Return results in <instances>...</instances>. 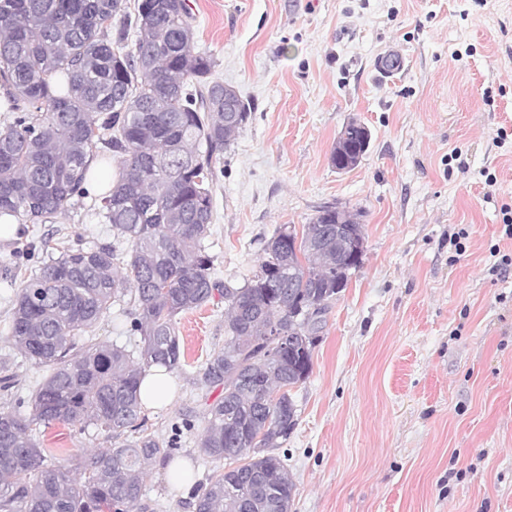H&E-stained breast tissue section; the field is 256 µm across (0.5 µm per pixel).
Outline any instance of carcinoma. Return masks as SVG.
<instances>
[{
	"label": "carcinoma",
	"instance_id": "obj_1",
	"mask_svg": "<svg viewBox=\"0 0 512 512\" xmlns=\"http://www.w3.org/2000/svg\"><path fill=\"white\" fill-rule=\"evenodd\" d=\"M214 68L187 0H138L132 12L126 0H0V219L21 235L54 224L93 175L112 184L97 213L115 239L48 254L15 296L9 340L46 375L30 415L0 412V512H150L144 476L176 456V442L142 434L61 461L35 431L94 426L119 439L139 426L146 370L184 366L174 319L214 297L204 244L213 188L252 116ZM370 140L365 124L348 123L332 166L359 165ZM102 150L115 173L91 172ZM262 251L259 270L224 289V347L203 368L202 382L224 394L197 437L215 467L192 492L195 512H291L292 477L260 449L296 425L288 388L312 372L322 315L360 266L336 244L334 203L300 234L280 226ZM124 298L137 351L96 336Z\"/></svg>",
	"mask_w": 512,
	"mask_h": 512
}]
</instances>
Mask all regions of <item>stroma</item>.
Here are the masks:
<instances>
[{
  "instance_id": "stroma-1",
  "label": "stroma",
  "mask_w": 512,
  "mask_h": 512,
  "mask_svg": "<svg viewBox=\"0 0 512 512\" xmlns=\"http://www.w3.org/2000/svg\"><path fill=\"white\" fill-rule=\"evenodd\" d=\"M190 2L215 78L253 108L213 191L214 281L241 287L261 241L324 204L359 213L365 228L363 262L330 304L309 378L290 390L297 424L276 454L296 484L292 512H512V277L489 273L493 247L512 251L500 233L512 205V0ZM394 51L404 70L381 74ZM353 120L372 138L341 172L330 154ZM454 150L466 170L449 169ZM92 205L22 240L0 234V363L18 379L0 389V409L29 414L44 376L8 340L28 272L3 269L25 241L112 242ZM458 225L469 230L460 257L448 242ZM224 312L217 296L177 316L184 368L166 403L144 409L146 432L171 436L186 416L202 425L222 396L200 374L224 346ZM176 438L188 482L154 466L143 490L156 512H194L189 486L213 469L195 430ZM40 439L61 459L114 445L94 427L56 425Z\"/></svg>"
}]
</instances>
